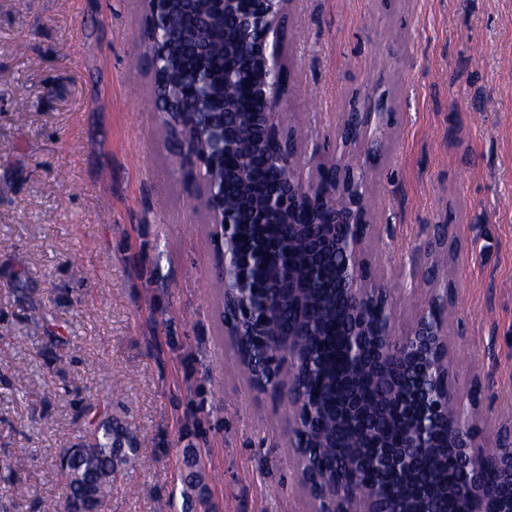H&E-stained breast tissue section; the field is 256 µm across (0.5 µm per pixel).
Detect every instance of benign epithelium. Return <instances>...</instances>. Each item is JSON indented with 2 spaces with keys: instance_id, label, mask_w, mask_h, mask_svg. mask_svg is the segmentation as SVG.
<instances>
[{
  "instance_id": "1",
  "label": "benign epithelium",
  "mask_w": 512,
  "mask_h": 512,
  "mask_svg": "<svg viewBox=\"0 0 512 512\" xmlns=\"http://www.w3.org/2000/svg\"><path fill=\"white\" fill-rule=\"evenodd\" d=\"M214 11L224 15V57H244L252 65L251 94L260 99V112H240L235 94L242 75L232 66L224 68V111L210 107V79L205 68L186 74L195 98L170 100L167 135L186 125L205 132L211 147L200 149L197 141L183 139L177 156L181 166L199 179V202L205 211L216 243L215 275L224 288V311L234 310L237 326H224L228 339L261 335L266 317L254 318L250 300L251 273L264 263V248L243 253L238 240L245 224H280L288 230V253L303 259V266L287 260L275 272L276 287L288 293V305L308 304L316 264L326 256L336 259L332 287L344 301L341 347L344 358L341 381L336 385V432L325 430L329 404L315 379L313 360L316 341L298 356L289 357L294 376L288 380L283 401L290 405L288 447L301 448L309 438L316 448H340L337 463L330 465L334 479L326 486L315 484L312 473L319 460L302 458L299 480L311 504V512H410L394 510L384 494L385 479L402 483L413 467L424 460L440 462L453 457L467 475V485L454 496V512H479V504L500 497L503 487L512 488V415L500 423L503 444L487 453L479 437V416L462 406L451 382L455 344L448 334V273L429 280L427 300L405 331L395 330L390 296L382 287L383 276L368 258L372 225L368 200L358 172L375 164L380 153L369 144L367 132L384 120L382 112H361L362 121L343 124L340 140L351 150L348 160L332 168L311 158L307 172L300 170L298 148L280 152L273 142L288 129L283 105L287 89L279 78L282 67L280 33L287 21L289 0H209ZM145 18L141 39L154 60L150 68L152 92H157V74L169 66L166 28L171 19L170 0H144ZM199 52L215 47L210 19L201 16ZM251 130L244 141L243 129ZM262 155L281 173L277 191L259 196L250 190L251 158ZM351 196L348 210L336 211V193ZM448 254V224L434 225L424 257L429 266ZM328 322L313 329L299 325L288 333L297 336L329 334ZM280 340L267 339L258 368L269 373ZM426 374L420 407L413 419L399 418V444L371 430L352 426L356 417L372 411L371 397L382 386L387 408H401L408 397L406 382L414 365ZM497 479H487L489 473Z\"/></svg>"
}]
</instances>
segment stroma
<instances>
[{
    "instance_id": "35a3bbf8",
    "label": "stroma",
    "mask_w": 512,
    "mask_h": 512,
    "mask_svg": "<svg viewBox=\"0 0 512 512\" xmlns=\"http://www.w3.org/2000/svg\"><path fill=\"white\" fill-rule=\"evenodd\" d=\"M142 27L141 0H0V512L61 500L59 449L111 414L138 453L105 512H175L190 448L212 512H309L286 407L237 374ZM280 40L302 155L334 157L367 101L393 111L367 193L396 329L451 219L455 386L479 381L493 445L512 411V0H292Z\"/></svg>"
}]
</instances>
